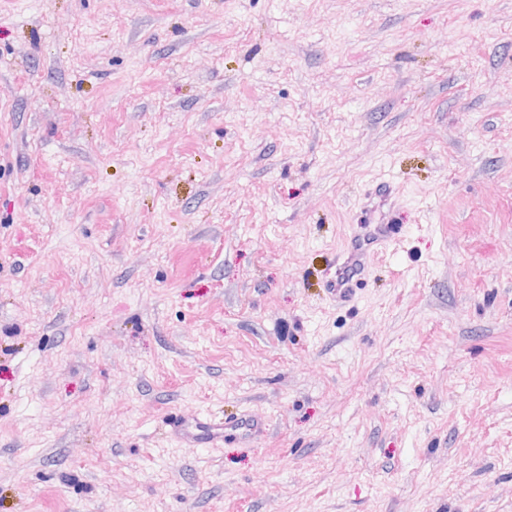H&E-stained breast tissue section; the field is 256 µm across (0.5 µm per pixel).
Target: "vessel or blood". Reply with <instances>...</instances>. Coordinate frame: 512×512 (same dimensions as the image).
I'll return each instance as SVG.
<instances>
[{"mask_svg":"<svg viewBox=\"0 0 512 512\" xmlns=\"http://www.w3.org/2000/svg\"><path fill=\"white\" fill-rule=\"evenodd\" d=\"M393 228L388 224H361L347 238L336 256L335 271L325 288L333 302L352 301L365 282L373 259L393 240ZM171 434L187 448H213L223 445L227 433L245 440L262 437L266 423L256 416L240 412L219 417L198 410L186 409L169 418Z\"/></svg>","mask_w":512,"mask_h":512,"instance_id":"1","label":"vessel or blood"}]
</instances>
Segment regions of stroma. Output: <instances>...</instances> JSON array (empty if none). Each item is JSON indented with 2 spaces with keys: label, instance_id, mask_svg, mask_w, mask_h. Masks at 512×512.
<instances>
[{
  "label": "stroma",
  "instance_id": "stroma-1",
  "mask_svg": "<svg viewBox=\"0 0 512 512\" xmlns=\"http://www.w3.org/2000/svg\"><path fill=\"white\" fill-rule=\"evenodd\" d=\"M0 512H512V0H0ZM395 194L390 185H382L368 194V201L363 207L364 224L359 225V231L348 236L340 253L336 254V269L326 281L325 288L333 302L352 301L366 281L372 260L391 244L394 235L392 224H370V216L387 205ZM167 425L186 448H216L223 445L228 432L245 440L261 438L266 433L265 421L246 412L219 417L186 409L169 418Z\"/></svg>",
  "mask_w": 512,
  "mask_h": 512
}]
</instances>
